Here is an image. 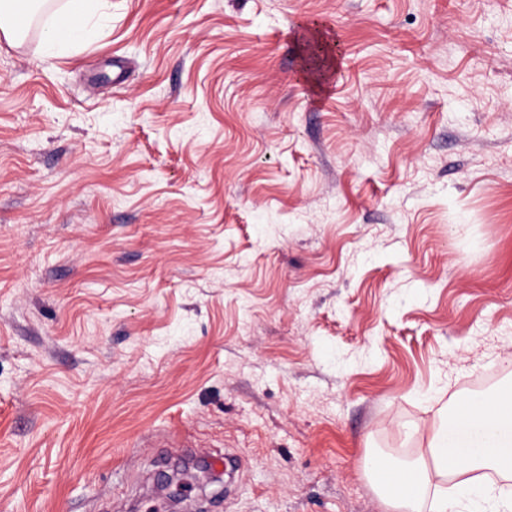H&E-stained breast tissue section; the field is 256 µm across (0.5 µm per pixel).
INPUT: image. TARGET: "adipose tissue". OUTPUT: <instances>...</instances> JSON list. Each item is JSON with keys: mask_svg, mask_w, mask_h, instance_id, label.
<instances>
[{"mask_svg": "<svg viewBox=\"0 0 512 512\" xmlns=\"http://www.w3.org/2000/svg\"><path fill=\"white\" fill-rule=\"evenodd\" d=\"M100 0H66L47 31L56 48L72 44L95 17ZM429 460L409 468L410 483L391 488L401 512H451L444 479L492 468L512 473V393L494 398L461 397L453 415L440 416L429 444Z\"/></svg>", "mask_w": 512, "mask_h": 512, "instance_id": "ef3b65f1", "label": "adipose tissue"}]
</instances>
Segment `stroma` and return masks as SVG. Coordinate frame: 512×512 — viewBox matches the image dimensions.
Here are the masks:
<instances>
[{
	"label": "stroma",
	"instance_id": "1",
	"mask_svg": "<svg viewBox=\"0 0 512 512\" xmlns=\"http://www.w3.org/2000/svg\"><path fill=\"white\" fill-rule=\"evenodd\" d=\"M0 36V512H394L512 384V0H107ZM336 75L301 76L312 35ZM100 0H67L55 12L47 31L48 42L56 48L72 44L97 14Z\"/></svg>",
	"mask_w": 512,
	"mask_h": 512
}]
</instances>
